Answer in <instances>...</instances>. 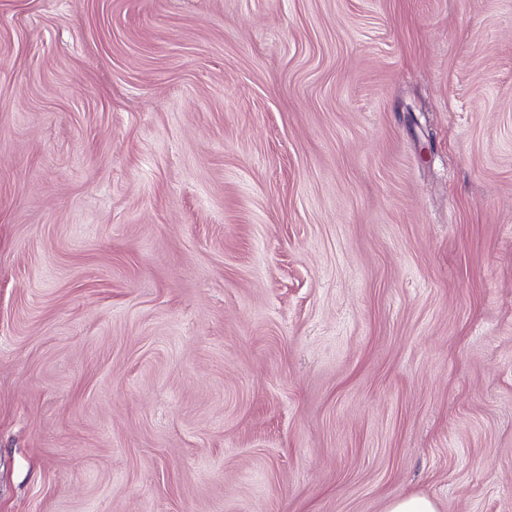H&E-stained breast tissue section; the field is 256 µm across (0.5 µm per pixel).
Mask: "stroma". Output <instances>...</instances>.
Returning <instances> with one entry per match:
<instances>
[{
  "instance_id": "obj_1",
  "label": "stroma",
  "mask_w": 512,
  "mask_h": 512,
  "mask_svg": "<svg viewBox=\"0 0 512 512\" xmlns=\"http://www.w3.org/2000/svg\"><path fill=\"white\" fill-rule=\"evenodd\" d=\"M512 512V0H0V512ZM387 512H438V508L429 497L415 495L392 501Z\"/></svg>"
}]
</instances>
